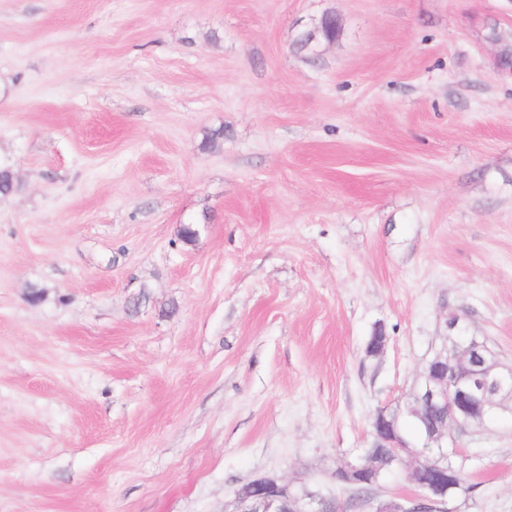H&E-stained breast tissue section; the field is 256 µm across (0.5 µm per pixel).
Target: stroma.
Listing matches in <instances>:
<instances>
[{
	"label": "stroma",
	"mask_w": 512,
	"mask_h": 512,
	"mask_svg": "<svg viewBox=\"0 0 512 512\" xmlns=\"http://www.w3.org/2000/svg\"><path fill=\"white\" fill-rule=\"evenodd\" d=\"M511 54L512 0H0V512L342 502L449 313L512 365ZM461 444L512 512V415ZM318 492L293 487L281 479L263 477L245 483L237 492L232 512H323Z\"/></svg>",
	"instance_id": "1"
}]
</instances>
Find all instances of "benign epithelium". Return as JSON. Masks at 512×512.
<instances>
[{
    "label": "benign epithelium",
    "instance_id": "benign-epithelium-1",
    "mask_svg": "<svg viewBox=\"0 0 512 512\" xmlns=\"http://www.w3.org/2000/svg\"><path fill=\"white\" fill-rule=\"evenodd\" d=\"M449 342L437 358L434 370L421 374V382L413 391L412 399L421 407L450 414L456 427L465 426L474 415L488 413L498 407L502 394H512V373L498 371L501 360L498 352L478 337L470 334L464 317L450 315L443 325ZM377 420L389 426L386 442L401 451L400 463H413L416 472L428 465L429 459L408 445L397 432L398 417L382 410ZM448 443V424L426 429L424 447L440 448ZM372 463L371 457L360 453L347 460L341 470L356 474ZM440 478L424 487L417 498L401 502H380L377 512H409V505L420 503L429 512H439L437 506L452 497L459 484L454 482L453 469H439ZM325 501L318 492L306 487H294L278 478L263 477L245 483L237 492L232 512H323Z\"/></svg>",
    "mask_w": 512,
    "mask_h": 512
}]
</instances>
